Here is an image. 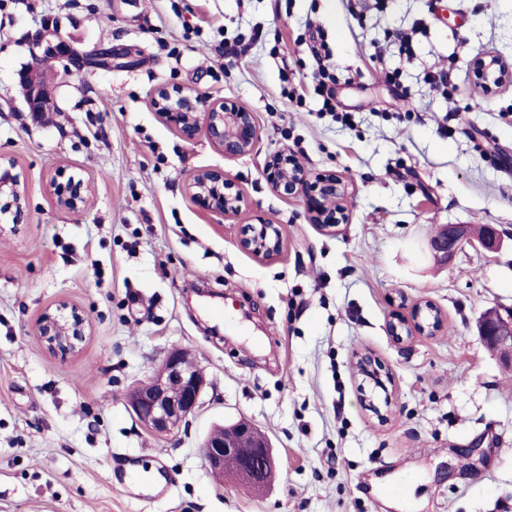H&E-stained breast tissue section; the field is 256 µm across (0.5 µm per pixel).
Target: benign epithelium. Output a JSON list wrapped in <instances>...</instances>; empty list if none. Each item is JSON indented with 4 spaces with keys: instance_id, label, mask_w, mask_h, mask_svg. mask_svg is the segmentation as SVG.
I'll return each mask as SVG.
<instances>
[{
    "instance_id": "benign-epithelium-1",
    "label": "benign epithelium",
    "mask_w": 512,
    "mask_h": 512,
    "mask_svg": "<svg viewBox=\"0 0 512 512\" xmlns=\"http://www.w3.org/2000/svg\"><path fill=\"white\" fill-rule=\"evenodd\" d=\"M116 59L111 48L102 49L89 57H71L75 64L94 63L112 67ZM472 73L478 85L491 92L501 85L512 83V64L496 54L476 58ZM22 90L30 111H42V103L49 95L46 76L37 66L23 73ZM152 103L160 116L171 124L183 138L192 140L204 131L211 144L234 159L253 151L259 140V129L251 112L240 105L222 99H212L198 92L178 86H162L155 91ZM12 161H0V196L12 197L14 223L25 215L24 197L19 189L18 176L12 173ZM264 175L272 190L283 197H308L312 219L327 227L335 228L348 220L346 210L339 204L348 192L349 184L334 172L311 175L286 150H278L266 163ZM58 204L75 210L83 202L72 180L53 182ZM234 184L217 170H200L194 174L188 190L194 200L206 211L225 216L240 209L241 196L232 192ZM488 253L497 252L502 246V236L491 225L484 228L478 239H473L469 226L450 224L429 240L434 258L448 262L457 253L472 244ZM239 247L257 257L272 258L283 248L282 232L278 225L248 224L238 240ZM389 331L397 340L413 334L433 336L440 327L424 325L419 320L396 315L389 322ZM38 335L58 354L77 352L86 336V320L76 307L61 301L55 310L45 311L37 325ZM482 341L506 365H512V309H497L483 315L478 325ZM206 384L203 371L185 351L174 349L147 384L134 388L128 402L139 421L158 434H169L194 415L201 404ZM256 427L248 420L235 423L233 435L205 441V456L210 474L218 479L234 473L253 486L268 482L275 468L273 455L266 442L254 445L251 454L238 453L241 444L252 439Z\"/></svg>"
}]
</instances>
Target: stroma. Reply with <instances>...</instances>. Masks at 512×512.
Listing matches in <instances>:
<instances>
[{
	"label": "stroma",
	"mask_w": 512,
	"mask_h": 512,
	"mask_svg": "<svg viewBox=\"0 0 512 512\" xmlns=\"http://www.w3.org/2000/svg\"><path fill=\"white\" fill-rule=\"evenodd\" d=\"M318 32L352 128L320 115L319 96L282 94L313 83ZM44 33L131 63L70 70L36 57ZM227 35L250 49L225 66ZM488 52L512 62V0H357L352 13L346 0H0V156L26 199L17 224L0 198V512H512V369L476 330L486 309L512 307V85L474 83L470 62ZM32 65L51 90L39 120L20 88ZM440 70L444 95L426 79ZM166 85L252 112L254 150L228 159L205 133L185 140L152 105ZM283 148L349 181L348 223L321 230L305 199L272 191L263 168ZM201 169L232 179L238 214L192 200ZM60 170L85 185L78 210L56 204ZM262 220L282 229L272 259L237 245ZM449 224L494 225L504 245L435 262L428 241ZM62 299L89 322L66 357L37 333ZM423 300L443 329L390 336L392 314ZM174 347L207 386L160 435L127 393ZM242 417L272 445L259 490L215 481L202 449ZM158 457L167 495L124 490L132 466Z\"/></svg>",
	"instance_id": "1"
}]
</instances>
